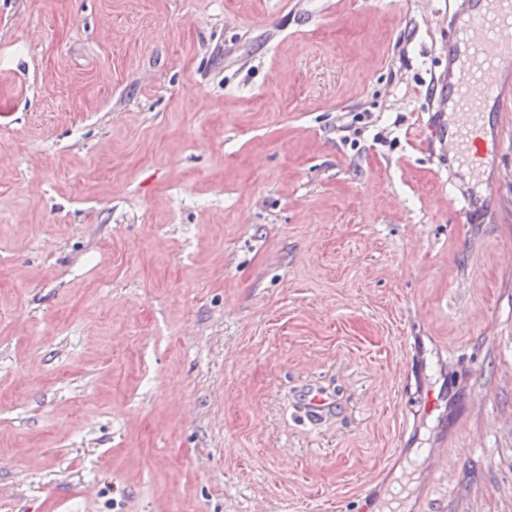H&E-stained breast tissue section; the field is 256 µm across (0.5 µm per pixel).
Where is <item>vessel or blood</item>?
<instances>
[{"label":"vessel or blood","instance_id":"1","mask_svg":"<svg viewBox=\"0 0 512 512\" xmlns=\"http://www.w3.org/2000/svg\"><path fill=\"white\" fill-rule=\"evenodd\" d=\"M448 76L440 83V103L450 119L443 143L457 157L478 163L488 188L499 181V159L512 148L500 116L512 112V0H462L448 15ZM334 394L307 389V420L334 412Z\"/></svg>","mask_w":512,"mask_h":512}]
</instances>
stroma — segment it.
<instances>
[{
  "instance_id": "1",
  "label": "stroma",
  "mask_w": 512,
  "mask_h": 512,
  "mask_svg": "<svg viewBox=\"0 0 512 512\" xmlns=\"http://www.w3.org/2000/svg\"><path fill=\"white\" fill-rule=\"evenodd\" d=\"M447 41L448 0H0V512H512V153L466 219ZM302 400L304 415L309 421L322 418L336 410L334 394L328 393L319 387L307 389Z\"/></svg>"
}]
</instances>
